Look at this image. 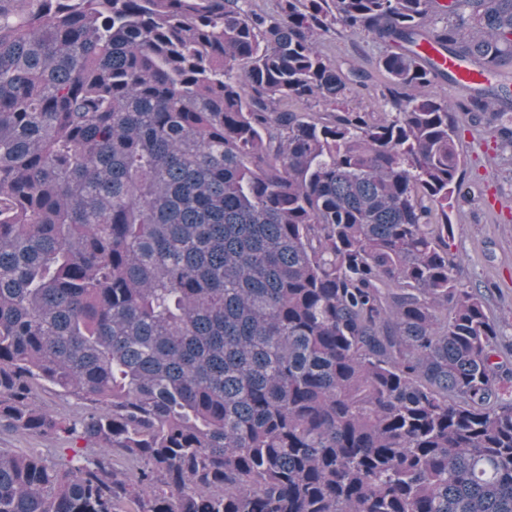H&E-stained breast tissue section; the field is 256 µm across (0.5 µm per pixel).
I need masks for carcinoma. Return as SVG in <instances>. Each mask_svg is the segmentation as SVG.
Wrapping results in <instances>:
<instances>
[{
	"mask_svg": "<svg viewBox=\"0 0 512 512\" xmlns=\"http://www.w3.org/2000/svg\"><path fill=\"white\" fill-rule=\"evenodd\" d=\"M428 36L498 73L512 0H0V429L85 442L0 448V512H512V348L448 243L454 113L512 146V87L430 93ZM321 50L336 60L353 59L355 63L372 71L366 63L365 56H375L383 48L374 43L371 37L364 35H351L342 30H335L326 33L320 38ZM374 78L368 82L367 89H359L348 101V105L360 110L380 112L384 105L381 96L380 77L373 72Z\"/></svg>",
	"mask_w": 512,
	"mask_h": 512,
	"instance_id": "1",
	"label": "carcinoma"
}]
</instances>
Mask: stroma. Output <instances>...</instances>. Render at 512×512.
Instances as JSON below:
<instances>
[{"label": "stroma", "instance_id": "obj_1", "mask_svg": "<svg viewBox=\"0 0 512 512\" xmlns=\"http://www.w3.org/2000/svg\"><path fill=\"white\" fill-rule=\"evenodd\" d=\"M320 48L336 60L360 65L381 50L371 37L342 30L321 37ZM456 120L463 174L472 186L451 216L450 249L460 259L456 275L465 286L489 287L488 309L499 319L506 342L512 343V172L502 165L496 133L472 126L461 113Z\"/></svg>", "mask_w": 512, "mask_h": 512}]
</instances>
